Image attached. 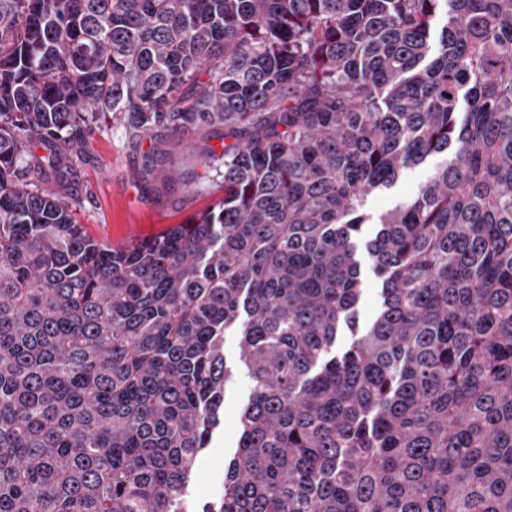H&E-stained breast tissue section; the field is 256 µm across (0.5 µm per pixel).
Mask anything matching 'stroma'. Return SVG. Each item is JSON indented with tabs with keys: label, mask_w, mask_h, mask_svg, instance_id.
Here are the masks:
<instances>
[{
	"label": "stroma",
	"mask_w": 512,
	"mask_h": 512,
	"mask_svg": "<svg viewBox=\"0 0 512 512\" xmlns=\"http://www.w3.org/2000/svg\"><path fill=\"white\" fill-rule=\"evenodd\" d=\"M194 144L210 145L218 151L224 147L216 129L170 137L156 145L146 141L135 146L116 116L108 128L95 131L76 146L73 178L49 184L48 189L75 201L78 221L96 239L142 240L161 227L185 222L220 196L222 178L206 173L190 151ZM154 147L164 160L148 172L142 155ZM431 169V164L426 163L408 170L392 188L370 199L371 212L378 215L412 199ZM172 174L177 175L178 185L165 187L167 176ZM187 183L192 185L193 194H185L183 186ZM238 356V337L225 336L224 357L233 377L224 392V420L196 460L195 479L189 488V502L195 510L222 495L224 465L238 445V416L251 390Z\"/></svg>",
	"instance_id": "stroma-1"
}]
</instances>
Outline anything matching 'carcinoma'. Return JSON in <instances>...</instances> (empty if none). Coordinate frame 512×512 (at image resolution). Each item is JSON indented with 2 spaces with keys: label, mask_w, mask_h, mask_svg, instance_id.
<instances>
[{
  "label": "carcinoma",
  "mask_w": 512,
  "mask_h": 512,
  "mask_svg": "<svg viewBox=\"0 0 512 512\" xmlns=\"http://www.w3.org/2000/svg\"><path fill=\"white\" fill-rule=\"evenodd\" d=\"M114 113L224 196L90 236L42 184ZM228 333L202 512H512V0H0V512H188ZM439 161L441 157H433L425 164L408 170L392 188L381 191L370 199V211L378 215L398 203L412 199L429 176L432 167ZM366 289L358 305L360 329L368 326L377 316L380 308L378 285L369 271L367 263L363 264ZM239 337L224 336V358L233 377L224 392V421L216 429L208 448L200 451L195 479L189 488L190 506L197 509L206 501L218 499L224 491V464L236 451L239 438L238 416L248 401L251 383L239 366Z\"/></svg>",
  "instance_id": "carcinoma-1"
}]
</instances>
